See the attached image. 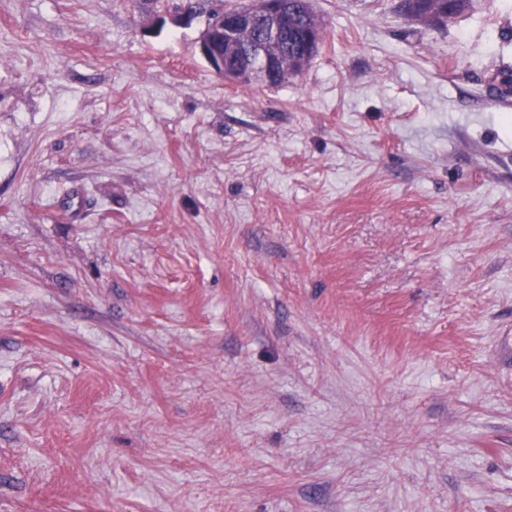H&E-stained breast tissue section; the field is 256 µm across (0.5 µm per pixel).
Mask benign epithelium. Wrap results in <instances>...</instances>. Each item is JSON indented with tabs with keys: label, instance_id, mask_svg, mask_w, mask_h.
<instances>
[{
	"label": "benign epithelium",
	"instance_id": "1",
	"mask_svg": "<svg viewBox=\"0 0 512 512\" xmlns=\"http://www.w3.org/2000/svg\"><path fill=\"white\" fill-rule=\"evenodd\" d=\"M291 0H244L224 8V0H209L207 21L197 45L199 55L228 80L250 83L270 81L278 71L275 48L284 38L283 21ZM445 0H433L432 8L414 14L422 24L448 19Z\"/></svg>",
	"mask_w": 512,
	"mask_h": 512
}]
</instances>
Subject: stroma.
Instances as JSON below:
<instances>
[{"instance_id": "1", "label": "stroma", "mask_w": 512, "mask_h": 512, "mask_svg": "<svg viewBox=\"0 0 512 512\" xmlns=\"http://www.w3.org/2000/svg\"><path fill=\"white\" fill-rule=\"evenodd\" d=\"M398 3L0 0V512H512V0ZM291 1L246 0L241 6L224 9L223 0H210L206 25L197 42L199 55L219 75L239 83H250L256 78L269 82L279 66L280 80L273 85L281 84L298 72L292 54L306 35L322 33L324 38V29L313 10L290 13L284 34L283 21ZM254 31L258 32L256 36H252ZM225 36L230 37L232 44L226 56ZM284 36L288 52L282 54L278 65L275 48ZM448 1V0H447ZM453 6L451 12L449 11V1L448 8H446V1L443 0H433L432 8L430 7L431 0H400V5L398 6L399 12L403 14V10L415 12L416 10L423 9L427 10L423 13H414V20L418 23L422 24H437L444 21L454 14L460 12L468 2L467 0H453ZM425 2V3H424ZM450 12V13H449ZM449 14V16H448Z\"/></svg>"}]
</instances>
